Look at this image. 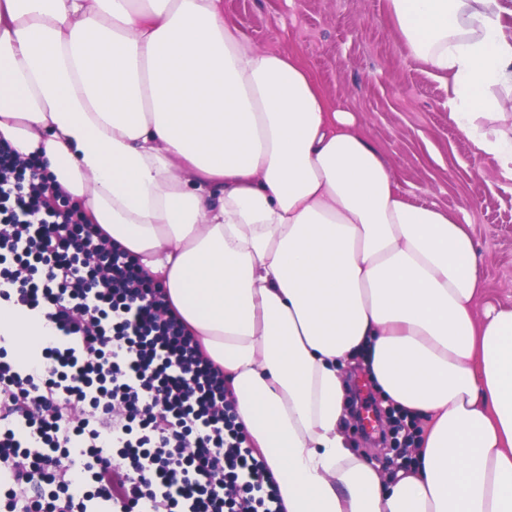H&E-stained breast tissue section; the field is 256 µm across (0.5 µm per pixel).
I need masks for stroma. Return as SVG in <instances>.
I'll list each match as a JSON object with an SVG mask.
<instances>
[{
  "label": "stroma",
  "mask_w": 512,
  "mask_h": 512,
  "mask_svg": "<svg viewBox=\"0 0 512 512\" xmlns=\"http://www.w3.org/2000/svg\"><path fill=\"white\" fill-rule=\"evenodd\" d=\"M224 18L259 48L296 54L352 113L416 205L469 225L484 258V296L512 304V189L448 117L445 80L407 52L387 0H224Z\"/></svg>",
  "instance_id": "obj_1"
}]
</instances>
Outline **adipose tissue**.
Returning a JSON list of instances; mask_svg holds the SVG:
<instances>
[{"label":"adipose tissue","instance_id":"1","mask_svg":"<svg viewBox=\"0 0 512 512\" xmlns=\"http://www.w3.org/2000/svg\"><path fill=\"white\" fill-rule=\"evenodd\" d=\"M448 117L512 183L504 0H389ZM139 257L206 355L285 512H512V307L468 225L402 193L292 54L224 0H0V139ZM35 358L51 331L0 306ZM420 419L415 462L352 451L345 374Z\"/></svg>","mask_w":512,"mask_h":512}]
</instances>
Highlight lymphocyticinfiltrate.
<instances>
[{"mask_svg": "<svg viewBox=\"0 0 512 512\" xmlns=\"http://www.w3.org/2000/svg\"><path fill=\"white\" fill-rule=\"evenodd\" d=\"M58 198L0 140V303L54 331L26 367L0 336V512H283L223 369L165 289Z\"/></svg>", "mask_w": 512, "mask_h": 512, "instance_id": "1", "label": "lymphocytic infiltrate"}]
</instances>
